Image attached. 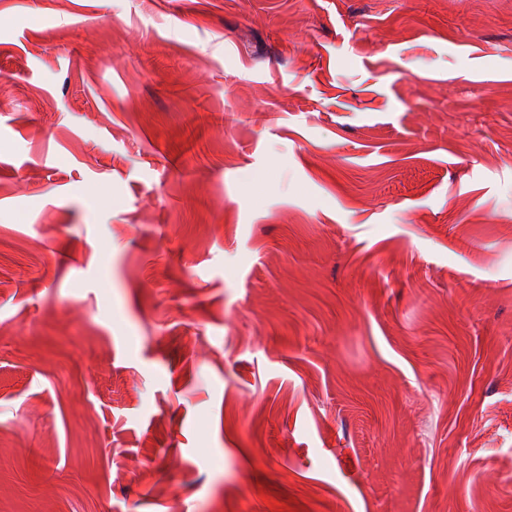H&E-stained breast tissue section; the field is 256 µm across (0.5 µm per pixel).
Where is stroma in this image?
<instances>
[{"label": "stroma", "instance_id": "1", "mask_svg": "<svg viewBox=\"0 0 512 512\" xmlns=\"http://www.w3.org/2000/svg\"><path fill=\"white\" fill-rule=\"evenodd\" d=\"M0 512H512V0H0Z\"/></svg>", "mask_w": 512, "mask_h": 512}]
</instances>
